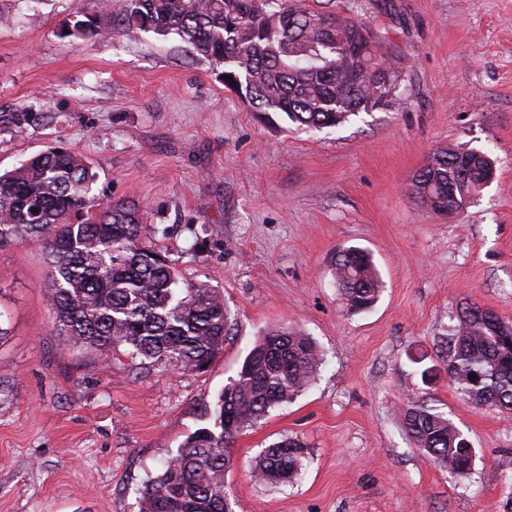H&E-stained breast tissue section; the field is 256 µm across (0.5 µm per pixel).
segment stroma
<instances>
[{
    "mask_svg": "<svg viewBox=\"0 0 512 512\" xmlns=\"http://www.w3.org/2000/svg\"><path fill=\"white\" fill-rule=\"evenodd\" d=\"M306 4L364 24L401 58L394 107L300 129L256 111L223 64L177 36L113 32L124 0H0V170L69 147L103 200L139 205L145 246L220 291L231 322L201 375L103 360L54 332L42 250L0 249V512H138L145 481L275 325L308 334L321 364L231 441L233 512H503L512 413L455 392L442 340L472 303L512 323V0ZM82 13L106 38L65 36ZM446 146L482 150L497 171L464 211L438 216L409 188ZM350 246L371 252L382 282L359 314L333 278ZM412 401L471 442L468 478L416 447L402 419ZM285 437L306 448L299 475L257 480Z\"/></svg>",
    "mask_w": 512,
    "mask_h": 512,
    "instance_id": "stroma-1",
    "label": "stroma"
}]
</instances>
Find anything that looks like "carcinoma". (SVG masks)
Returning a JSON list of instances; mask_svg holds the SVG:
<instances>
[{
    "label": "carcinoma",
    "instance_id": "1",
    "mask_svg": "<svg viewBox=\"0 0 512 512\" xmlns=\"http://www.w3.org/2000/svg\"><path fill=\"white\" fill-rule=\"evenodd\" d=\"M178 36L200 56L236 74L254 107L306 129L335 127L360 111L391 106L405 67L380 53L357 21L311 10L300 0H125L114 29ZM100 34L93 18L79 19L68 36ZM357 42L349 60L343 47ZM495 170L477 150L436 149L412 178L417 204L445 215L466 207ZM456 183L448 195V182ZM143 212L123 201L103 202L95 175L71 149L50 147L0 173V247L19 239L41 247L47 298L57 335L102 354H127L166 374L206 373L224 348L231 323L220 292L185 280L166 255L138 244ZM335 280L347 310L377 301L381 282L371 254L337 252ZM473 304L445 337L443 363L457 393L475 405L512 412V334L497 336ZM320 364L315 343L288 326L266 328L236 377L203 407L196 429L160 473L147 481L138 512H225L229 442L271 408L290 402ZM404 424L415 445L456 478L470 469L459 454L464 434L444 415L410 403ZM300 443L285 438L255 465L256 476L279 482L302 465Z\"/></svg>",
    "mask_w": 512,
    "mask_h": 512
}]
</instances>
